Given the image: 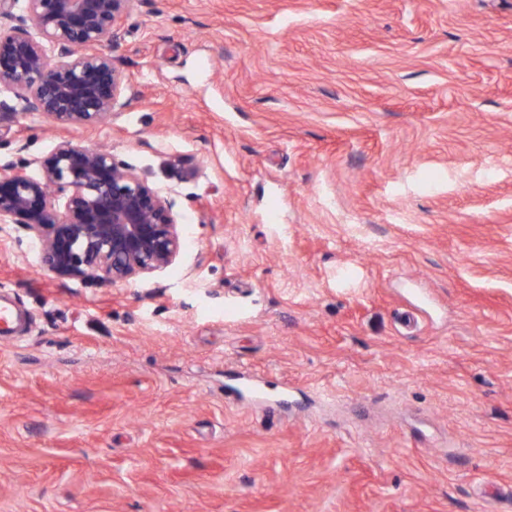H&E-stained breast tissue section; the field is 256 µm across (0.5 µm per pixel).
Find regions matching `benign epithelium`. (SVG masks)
<instances>
[{
	"mask_svg": "<svg viewBox=\"0 0 512 512\" xmlns=\"http://www.w3.org/2000/svg\"><path fill=\"white\" fill-rule=\"evenodd\" d=\"M133 0H0V91L57 128H94L126 105L129 76L102 50ZM0 221L50 270L100 284L144 281L180 256L172 203L112 152L57 141L38 164L0 175Z\"/></svg>",
	"mask_w": 512,
	"mask_h": 512,
	"instance_id": "1",
	"label": "benign epithelium"
}]
</instances>
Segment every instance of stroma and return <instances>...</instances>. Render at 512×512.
<instances>
[{"label":"stroma","mask_w":512,"mask_h":512,"mask_svg":"<svg viewBox=\"0 0 512 512\" xmlns=\"http://www.w3.org/2000/svg\"><path fill=\"white\" fill-rule=\"evenodd\" d=\"M86 130L187 228L100 285L0 222V512H512V0H135ZM262 378L281 407L249 398Z\"/></svg>","instance_id":"1"}]
</instances>
